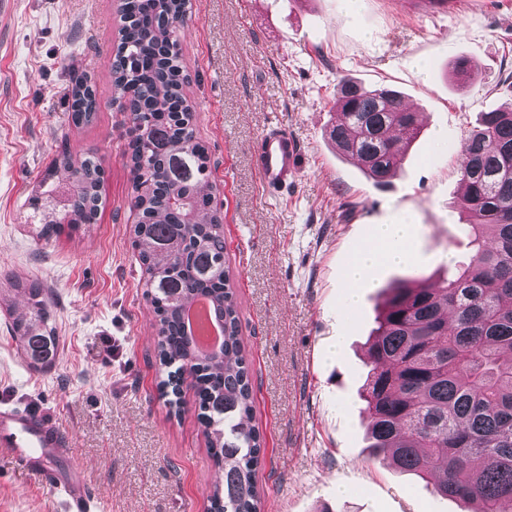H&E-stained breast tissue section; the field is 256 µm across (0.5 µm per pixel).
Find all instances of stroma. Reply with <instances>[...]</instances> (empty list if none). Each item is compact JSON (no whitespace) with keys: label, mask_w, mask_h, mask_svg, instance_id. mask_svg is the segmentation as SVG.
Segmentation results:
<instances>
[{"label":"stroma","mask_w":512,"mask_h":512,"mask_svg":"<svg viewBox=\"0 0 512 512\" xmlns=\"http://www.w3.org/2000/svg\"><path fill=\"white\" fill-rule=\"evenodd\" d=\"M119 24L118 0H0V400L55 419L72 443L70 476L99 512H206L222 473L193 383L177 410L156 388L155 314L129 233L128 120L112 87ZM180 42L224 211L255 395L250 424L266 440L256 473L265 512H467L370 457L364 345L391 279L447 277L469 254L452 147L480 113L512 101V0H458L450 14L363 0L354 15L347 0H192ZM471 58L478 69L458 81L455 61ZM83 76L100 107L77 129L68 100ZM345 80L393 88L429 116L391 184H373L327 139ZM273 123L301 145L299 173L275 199L255 171ZM64 149L97 150L104 206L97 223L44 243L38 231L55 214L30 203ZM401 220L414 226L411 260L374 269L346 311V265L373 225ZM16 277L52 300L59 346L38 371L10 336L28 310L11 288ZM0 512L70 510L36 472L0 457Z\"/></svg>","instance_id":"1"}]
</instances>
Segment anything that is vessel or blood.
<instances>
[{
  "label": "vessel or blood",
  "mask_w": 512,
  "mask_h": 512,
  "mask_svg": "<svg viewBox=\"0 0 512 512\" xmlns=\"http://www.w3.org/2000/svg\"><path fill=\"white\" fill-rule=\"evenodd\" d=\"M299 144L281 127L261 136L255 160L260 183L267 194L280 192L298 174ZM67 437L45 413L0 404V450L10 453L22 468L40 472L43 484L67 499L71 512H92L81 482L66 479L55 463L63 458Z\"/></svg>",
  "instance_id": "b4317fda"
}]
</instances>
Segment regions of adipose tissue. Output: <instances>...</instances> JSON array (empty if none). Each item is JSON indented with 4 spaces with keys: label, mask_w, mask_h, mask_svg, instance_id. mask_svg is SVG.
Segmentation results:
<instances>
[{
    "label": "adipose tissue",
    "mask_w": 512,
    "mask_h": 512,
    "mask_svg": "<svg viewBox=\"0 0 512 512\" xmlns=\"http://www.w3.org/2000/svg\"><path fill=\"white\" fill-rule=\"evenodd\" d=\"M412 236L411 224H380L374 227L369 240L355 253L348 265L344 286L349 302H356V287L368 282L373 268L382 262L404 263L409 261Z\"/></svg>",
    "instance_id": "ef3b65f1"
}]
</instances>
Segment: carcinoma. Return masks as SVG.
Masks as SVG:
<instances>
[{
  "instance_id": "1",
  "label": "carcinoma",
  "mask_w": 512,
  "mask_h": 512,
  "mask_svg": "<svg viewBox=\"0 0 512 512\" xmlns=\"http://www.w3.org/2000/svg\"><path fill=\"white\" fill-rule=\"evenodd\" d=\"M189 10L190 0H121L119 8L112 86L129 120L132 245L156 315V357L166 371L160 394L179 407L181 380L192 377L208 448L224 470L209 512H263L256 470L264 440L246 426L254 393L224 258V213L184 91L179 29ZM98 111L91 81H75L73 126L92 125ZM419 133L399 92L340 85L328 138L376 184L397 174ZM458 151L457 206L466 215L470 257L450 278L399 276L383 289L367 350L370 448L375 460L420 475L437 494L472 504L471 512H512V106L480 113ZM60 172L68 205L42 226L46 244L66 225L96 223L103 207L104 169L95 152H60L41 180L44 197L59 193ZM16 287L33 313L13 320L11 336L32 367L48 365L59 344L51 301L34 281ZM200 297L224 330L221 349L210 354L195 349L185 325L187 307Z\"/></svg>"
}]
</instances>
